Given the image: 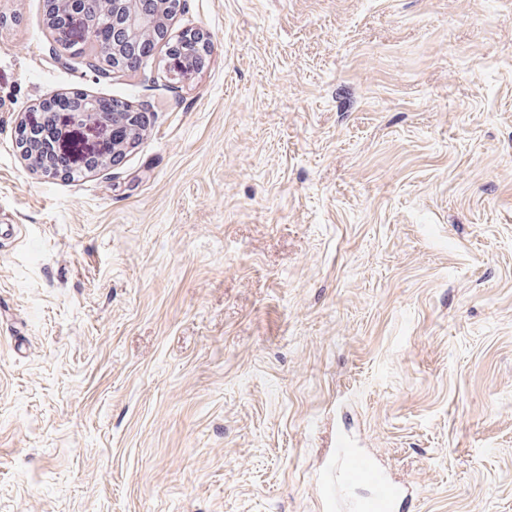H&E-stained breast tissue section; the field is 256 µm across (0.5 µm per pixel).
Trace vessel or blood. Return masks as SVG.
I'll list each match as a JSON object with an SVG mask.
<instances>
[{"instance_id":"b4317fda","label":"vessel or blood","mask_w":512,"mask_h":512,"mask_svg":"<svg viewBox=\"0 0 512 512\" xmlns=\"http://www.w3.org/2000/svg\"><path fill=\"white\" fill-rule=\"evenodd\" d=\"M358 485L369 486L371 494L354 502L353 512H393L404 494L403 485L389 479L363 451L342 444L337 452L336 474L322 481L319 498L329 508L337 491Z\"/></svg>"}]
</instances>
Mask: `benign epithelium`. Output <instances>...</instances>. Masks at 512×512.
Segmentation results:
<instances>
[{
    "label": "benign epithelium",
    "mask_w": 512,
    "mask_h": 512,
    "mask_svg": "<svg viewBox=\"0 0 512 512\" xmlns=\"http://www.w3.org/2000/svg\"><path fill=\"white\" fill-rule=\"evenodd\" d=\"M83 0H51L50 15L60 10L72 14V23L52 27L70 33L74 22H79L87 33V39L95 46V51L87 53L79 47L80 39L72 38L67 47L72 49V56L79 59L85 70L97 79H110L115 74L126 70L123 56L140 54V49L159 37L165 36L166 30L162 19L173 15L168 5L183 7L184 0H158V11L151 15H143L137 11L136 0H98V14L101 19L112 24V43H104L95 39L90 33V21L82 10ZM169 56L177 61L172 69V76L180 81H188L201 71L208 56V39L200 32H189L170 46ZM112 117V129L109 134L88 148L84 166L88 168L104 165L107 162L117 165L126 150L133 147L139 137L140 130L147 121L146 108L133 109L127 107L120 114L109 115L100 111L98 98L88 95L67 112L66 130L75 132L81 129H92L106 124V118ZM39 128L26 122L16 126L15 134L18 147L24 157H29L32 145L38 140L36 133Z\"/></svg>",
    "instance_id": "1"
}]
</instances>
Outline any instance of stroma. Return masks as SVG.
<instances>
[{
	"mask_svg": "<svg viewBox=\"0 0 512 512\" xmlns=\"http://www.w3.org/2000/svg\"><path fill=\"white\" fill-rule=\"evenodd\" d=\"M0 15V512H326L342 435L512 512V0H186L109 81ZM77 91L154 113L43 177ZM208 52V39L204 33L189 32L182 35L180 40L169 48L170 58L177 61V65L172 69L174 79H192L204 68ZM146 110L144 107L135 110L127 106L126 112L112 114V129L94 147L91 145L88 148L83 161L84 166L93 168L107 164L110 162V159H107L110 153L112 166L119 164L125 151L136 144L139 132L147 121ZM39 131L40 130L39 128L36 127V124L28 125L27 122H21L18 126H16V141L18 147L21 150V153L23 154L24 158L30 161L32 166L36 170L40 171L45 177L55 178L64 175L65 172L57 170L56 166L53 164V161L48 159L47 157L39 164H35L32 162V159H28V152L32 148V145H34L35 142L38 140L39 137L36 136V133H38Z\"/></svg>",
	"mask_w": 512,
	"mask_h": 512,
	"instance_id": "35a3bbf8",
	"label": "stroma"
}]
</instances>
